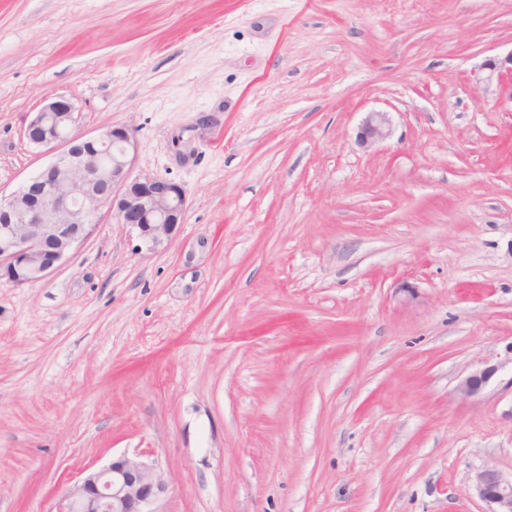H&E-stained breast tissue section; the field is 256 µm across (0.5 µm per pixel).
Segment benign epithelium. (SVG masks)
<instances>
[{"label": "benign epithelium", "instance_id": "7a95c632", "mask_svg": "<svg viewBox=\"0 0 512 512\" xmlns=\"http://www.w3.org/2000/svg\"><path fill=\"white\" fill-rule=\"evenodd\" d=\"M481 69L497 73L501 103H512V52L487 59ZM392 134L389 113L373 110L357 131L358 145L368 149ZM24 135L36 147L57 151L52 162L16 193L0 197V279L22 286L47 278L84 242L103 206L119 223L133 228L150 247L172 239L183 223L186 201L180 185L166 179L130 178L136 151L134 132L112 126L96 135L78 130L74 103L57 96L26 126ZM112 143V163L100 148ZM489 365L465 376L458 394H479L496 374ZM472 488L488 512H512V477L483 466ZM156 469L136 455L124 453L79 478L61 497L55 512H154L150 506L166 491Z\"/></svg>", "mask_w": 512, "mask_h": 512}]
</instances>
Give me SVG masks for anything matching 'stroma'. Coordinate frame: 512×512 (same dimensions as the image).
I'll use <instances>...</instances> for the list:
<instances>
[{"mask_svg":"<svg viewBox=\"0 0 512 512\" xmlns=\"http://www.w3.org/2000/svg\"><path fill=\"white\" fill-rule=\"evenodd\" d=\"M512 0H0V193L53 97L184 189L0 280V512L141 455L157 512H486L512 474ZM392 136L360 148L364 113ZM478 395L456 388L486 365ZM488 69L496 72L502 86L501 104L511 103L512 110V51L504 56H497L486 59L474 77L476 83L483 82L484 77L480 74L482 70ZM471 482L475 493L488 504L487 512H512V476L483 466L473 473Z\"/></svg>","mask_w":512,"mask_h":512,"instance_id":"1","label":"stroma"}]
</instances>
